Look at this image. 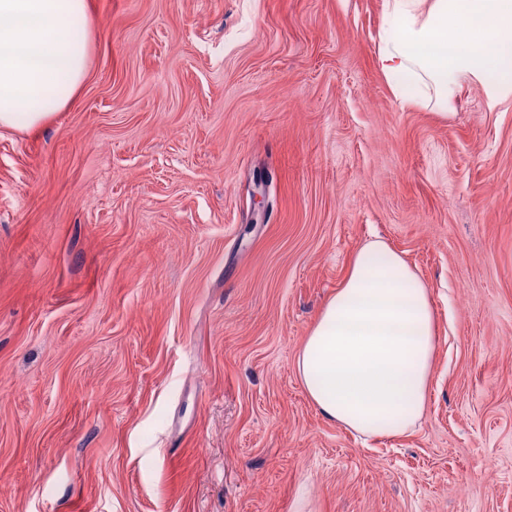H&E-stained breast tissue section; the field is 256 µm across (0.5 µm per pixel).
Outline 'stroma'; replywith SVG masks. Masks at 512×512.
<instances>
[{
    "instance_id": "stroma-1",
    "label": "stroma",
    "mask_w": 512,
    "mask_h": 512,
    "mask_svg": "<svg viewBox=\"0 0 512 512\" xmlns=\"http://www.w3.org/2000/svg\"><path fill=\"white\" fill-rule=\"evenodd\" d=\"M88 3L69 104L0 130V512H512V90L402 102L384 0ZM375 239L437 347L364 439L294 361Z\"/></svg>"
}]
</instances>
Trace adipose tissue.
<instances>
[{
  "instance_id": "adipose-tissue-1",
  "label": "adipose tissue",
  "mask_w": 512,
  "mask_h": 512,
  "mask_svg": "<svg viewBox=\"0 0 512 512\" xmlns=\"http://www.w3.org/2000/svg\"><path fill=\"white\" fill-rule=\"evenodd\" d=\"M374 56L402 100L447 105L465 83L512 86V0H385ZM87 0H0V127L35 129L86 76ZM425 285L379 241L354 257L296 360L329 421L367 437L410 430L424 413L436 350Z\"/></svg>"
}]
</instances>
